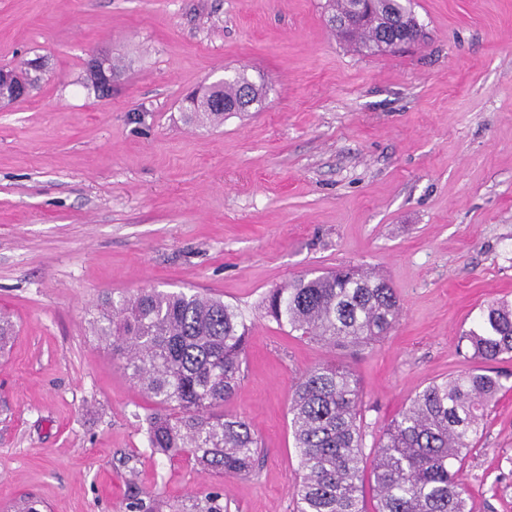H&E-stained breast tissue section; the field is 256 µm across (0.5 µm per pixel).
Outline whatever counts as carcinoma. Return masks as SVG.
Here are the masks:
<instances>
[{
	"mask_svg": "<svg viewBox=\"0 0 512 512\" xmlns=\"http://www.w3.org/2000/svg\"><path fill=\"white\" fill-rule=\"evenodd\" d=\"M407 2L327 0L330 17L353 21L348 28H333L336 35L370 53L386 50L394 39L420 37ZM205 98L222 100L224 106L201 112L188 102L187 122L219 125L228 112L260 105L263 94L241 72ZM261 307L279 327L330 350L371 345L402 315L395 289L351 267L300 275L270 289ZM89 326L155 404L145 418L149 447L184 457L208 474L254 473L260 439L242 416L218 411L234 395L247 357L248 327L237 307L197 293L143 290L117 299L105 296ZM460 339L483 366L432 381L410 396L383 427L370 460L364 452L363 393L352 371L327 359L302 374L288 404L302 470L297 512H365L368 466L375 512H469L455 464L482 437L486 410L505 388L490 364L512 356V304H487ZM227 508L221 495L211 492L176 512Z\"/></svg>",
	"mask_w": 512,
	"mask_h": 512,
	"instance_id": "cac0c4a2",
	"label": "carcinoma"
}]
</instances>
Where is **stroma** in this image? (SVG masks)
I'll return each mask as SVG.
<instances>
[{"instance_id": "1", "label": "stroma", "mask_w": 512, "mask_h": 512, "mask_svg": "<svg viewBox=\"0 0 512 512\" xmlns=\"http://www.w3.org/2000/svg\"><path fill=\"white\" fill-rule=\"evenodd\" d=\"M425 32L368 54L336 37L326 0H0V67L40 59L0 107V512L163 509L216 491L229 512H296L288 418L297 378L328 358L364 396L366 444L429 382L476 362L459 337L512 303V0H411ZM120 69L109 98L79 84L90 55ZM243 71L261 106L212 127L184 98ZM340 265L400 295L379 342L330 352L260 309L294 276ZM207 292L248 325L228 411L260 438L249 476L153 453L152 403L88 321L105 295ZM508 389L463 460L472 512H512Z\"/></svg>"}]
</instances>
